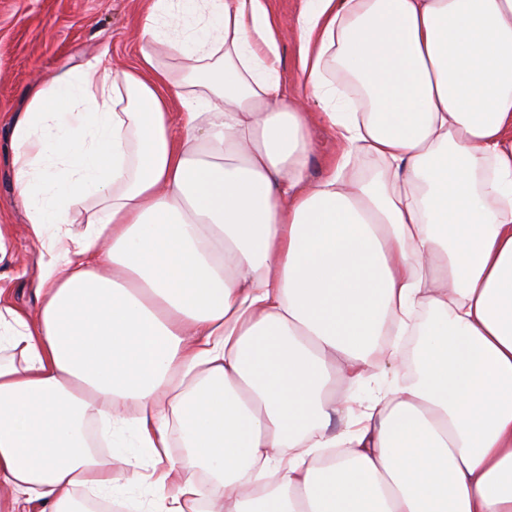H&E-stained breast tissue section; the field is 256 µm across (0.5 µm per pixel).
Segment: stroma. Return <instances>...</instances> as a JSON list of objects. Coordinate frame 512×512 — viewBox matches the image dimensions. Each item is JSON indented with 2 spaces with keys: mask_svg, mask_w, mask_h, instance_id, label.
<instances>
[{
  "mask_svg": "<svg viewBox=\"0 0 512 512\" xmlns=\"http://www.w3.org/2000/svg\"><path fill=\"white\" fill-rule=\"evenodd\" d=\"M301 0H270L280 33L283 80L298 85L294 41ZM143 0H0V117L18 111L28 88L45 73L108 50L111 65H130L140 42ZM24 212L14 199L12 174L0 160V224L14 227L11 266L0 287L13 307L35 312L40 248L23 232Z\"/></svg>",
  "mask_w": 512,
  "mask_h": 512,
  "instance_id": "stroma-1",
  "label": "stroma"
}]
</instances>
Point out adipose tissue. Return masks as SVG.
<instances>
[{
	"mask_svg": "<svg viewBox=\"0 0 512 512\" xmlns=\"http://www.w3.org/2000/svg\"><path fill=\"white\" fill-rule=\"evenodd\" d=\"M295 38L298 93L268 0H148L134 64L9 120V512H512V0H302ZM313 150L308 161V174L311 179L323 175L324 163L336 150L332 132L325 126H315L312 129Z\"/></svg>",
	"mask_w": 512,
	"mask_h": 512,
	"instance_id": "1",
	"label": "adipose tissue"
}]
</instances>
